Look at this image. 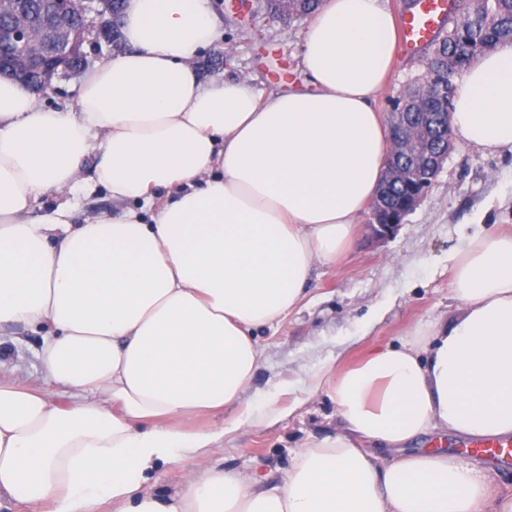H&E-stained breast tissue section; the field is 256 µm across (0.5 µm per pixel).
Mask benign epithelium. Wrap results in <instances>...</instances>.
Returning a JSON list of instances; mask_svg holds the SVG:
<instances>
[{
	"label": "benign epithelium",
	"instance_id": "obj_1",
	"mask_svg": "<svg viewBox=\"0 0 512 512\" xmlns=\"http://www.w3.org/2000/svg\"><path fill=\"white\" fill-rule=\"evenodd\" d=\"M100 15H108L98 22L88 16V0H46L43 15L36 21L18 6V0H0V40L17 50L0 59V77L13 80L23 78L32 70L38 78L28 88L41 96L55 89L54 82L80 71L87 65L83 44L89 35L118 50L122 46L117 15L110 0H101ZM462 64L448 61V78L436 80L438 97L452 96L457 72ZM392 141L390 155L377 198L372 203L370 226L379 238L392 236L402 219H383L385 196L396 185L409 186L405 213L413 211L421 202L433 180L454 148V138L448 113L422 112L419 96L402 100L389 118ZM447 133L448 147L436 146L440 133Z\"/></svg>",
	"mask_w": 512,
	"mask_h": 512
}]
</instances>
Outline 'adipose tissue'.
<instances>
[{"mask_svg":"<svg viewBox=\"0 0 512 512\" xmlns=\"http://www.w3.org/2000/svg\"><path fill=\"white\" fill-rule=\"evenodd\" d=\"M126 46L88 70L73 108L0 78V327L43 329L46 386L0 377V504L28 512H512L432 434L512 438V230L474 236L452 266L456 315L373 348L328 381L342 433L301 447L285 479L211 465L263 356L256 332L301 301L376 197L390 150L374 96L392 70L382 0H322L307 79L256 96L203 80L222 35L209 0H128ZM450 123L512 149V43L464 72ZM90 181L122 205L77 221L50 190ZM66 403H58L57 392ZM182 466L170 492L148 485Z\"/></svg>","mask_w":512,"mask_h":512,"instance_id":"1","label":"adipose tissue"}]
</instances>
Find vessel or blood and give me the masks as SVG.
<instances>
[{
  "instance_id": "obj_1",
  "label": "vessel or blood",
  "mask_w": 512,
  "mask_h": 512,
  "mask_svg": "<svg viewBox=\"0 0 512 512\" xmlns=\"http://www.w3.org/2000/svg\"><path fill=\"white\" fill-rule=\"evenodd\" d=\"M450 0H415L413 7L398 20V47L402 53L420 51L435 37L449 18ZM477 455L500 461L512 458V443L500 440L477 441L473 444Z\"/></svg>"
}]
</instances>
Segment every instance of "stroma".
<instances>
[{
  "mask_svg": "<svg viewBox=\"0 0 512 512\" xmlns=\"http://www.w3.org/2000/svg\"><path fill=\"white\" fill-rule=\"evenodd\" d=\"M211 6L224 34L200 60L207 76L245 77L264 97L302 82V37L310 18L283 21L264 0H211ZM432 51L428 45L412 56L396 54L376 97L378 111L390 113L393 101L423 78ZM63 200L82 219L119 208L102 188L51 190L43 197L49 208ZM368 220V214L359 216L335 264L316 267L299 305L258 333L266 355L242 402L257 409L273 404L279 420L226 435L212 464L245 478L261 474L266 486L278 485L301 445L342 427L329 386L320 380L325 367L353 364L377 346L409 342L455 312L449 255L480 230L512 226V151L457 144L394 235L374 237ZM40 342L39 334L21 326L0 331V373L42 384Z\"/></svg>",
  "mask_w": 512,
  "mask_h": 512,
  "instance_id": "35a3bbf8",
  "label": "stroma"
}]
</instances>
